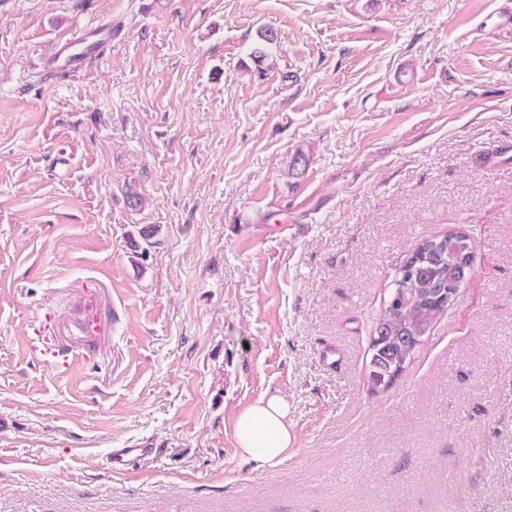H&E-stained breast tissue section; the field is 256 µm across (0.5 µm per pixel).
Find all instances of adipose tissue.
I'll use <instances>...</instances> for the list:
<instances>
[{"instance_id": "adipose-tissue-1", "label": "adipose tissue", "mask_w": 512, "mask_h": 512, "mask_svg": "<svg viewBox=\"0 0 512 512\" xmlns=\"http://www.w3.org/2000/svg\"><path fill=\"white\" fill-rule=\"evenodd\" d=\"M236 445L242 455L265 463L281 459L293 444L288 426V404L280 396L260 399L235 424Z\"/></svg>"}]
</instances>
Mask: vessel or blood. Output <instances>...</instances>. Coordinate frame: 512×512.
<instances>
[{
	"mask_svg": "<svg viewBox=\"0 0 512 512\" xmlns=\"http://www.w3.org/2000/svg\"><path fill=\"white\" fill-rule=\"evenodd\" d=\"M112 42V24L102 21L97 24L68 32L54 41L46 60L47 70L80 72Z\"/></svg>",
	"mask_w": 512,
	"mask_h": 512,
	"instance_id": "obj_1",
	"label": "vessel or blood"
}]
</instances>
